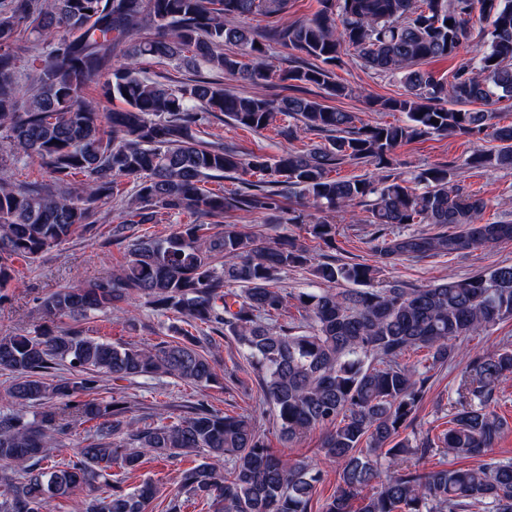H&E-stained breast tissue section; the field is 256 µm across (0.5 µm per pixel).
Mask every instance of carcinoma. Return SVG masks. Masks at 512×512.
<instances>
[{"label": "carcinoma", "mask_w": 512, "mask_h": 512, "mask_svg": "<svg viewBox=\"0 0 512 512\" xmlns=\"http://www.w3.org/2000/svg\"><path fill=\"white\" fill-rule=\"evenodd\" d=\"M321 3L311 19L259 32L239 20L256 13L280 19L289 0H0V288L13 282L15 260L33 262L104 222L101 202L131 178V219L112 227L124 263L110 279L56 290L42 307L78 324L143 298L185 324L143 348L76 326L0 336V370L13 374L0 398L8 406L0 412V512H45L51 500L95 486L114 465L138 469L147 455L202 457L182 471L181 484L211 500L214 512H312L322 470L274 450L253 415L198 402L169 422L134 426L124 397L87 398L104 377L166 376L207 387L219 379L210 350L223 338L249 361L282 442L323 431L320 452L336 464L338 483L320 512H512V459L422 466L437 452L484 456L509 429L491 405L512 374V343L470 356L462 344L512 317V264L424 287L381 279L395 259L512 243V212L484 220L486 200L457 181L455 167L427 168L410 182L390 172L398 145L434 134L489 138L497 145L474 151L464 165L512 169V125L493 123L494 105L512 101V0ZM478 19L488 21L483 45L448 80L422 68L457 56ZM273 44L306 56L280 74L293 95L259 92L270 78L265 58ZM345 46L365 68L400 82L402 94L367 104L405 114L403 123H361L297 94L312 85L329 96L352 95L332 78ZM143 58L197 75L151 79L139 70ZM105 72L99 94L83 95ZM226 77L257 92H234ZM113 101L123 107L104 111ZM221 115L252 131L283 115L294 123L281 136L328 138L302 152L246 156L205 138L207 119ZM29 160L50 170L51 184L12 180L11 167ZM344 164L374 172L332 178ZM224 177L242 180L246 191L226 197L205 188ZM289 195L319 213L349 212L353 222L373 226L370 251L381 265L318 258L294 238L267 242L245 224L224 223L227 212L259 211L278 224ZM172 211L212 222L181 224L165 236L145 228ZM306 233L331 247L336 225L317 218ZM295 268L309 269L316 287L293 295L275 287ZM290 298L300 318L280 324ZM411 349L426 350L427 359L406 361ZM464 358L448 399L449 427L434 436L414 430L432 371ZM35 406L36 418L25 420ZM91 421L94 435L75 459L45 465L48 449ZM156 494L150 480L128 492L114 487L89 498L85 512H146Z\"/></svg>", "instance_id": "cac0c4a2"}]
</instances>
